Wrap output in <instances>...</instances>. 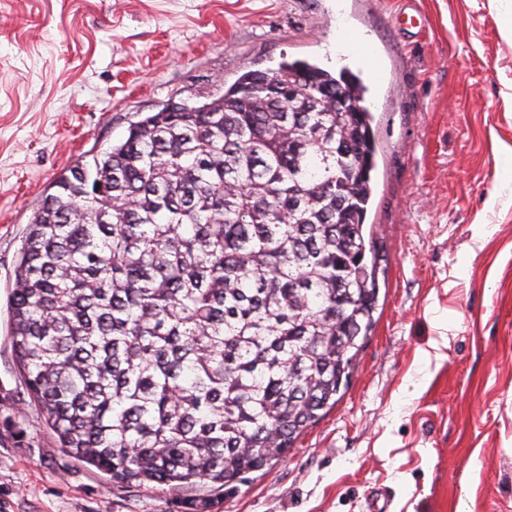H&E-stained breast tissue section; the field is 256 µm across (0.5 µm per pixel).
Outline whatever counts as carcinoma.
Wrapping results in <instances>:
<instances>
[{
  "instance_id": "carcinoma-1",
  "label": "carcinoma",
  "mask_w": 512,
  "mask_h": 512,
  "mask_svg": "<svg viewBox=\"0 0 512 512\" xmlns=\"http://www.w3.org/2000/svg\"><path fill=\"white\" fill-rule=\"evenodd\" d=\"M365 92L283 59L56 179L14 266L10 335L69 457L209 512L336 406L380 293Z\"/></svg>"
}]
</instances>
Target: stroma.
Returning <instances> with one entry per match:
<instances>
[{
	"label": "stroma",
	"mask_w": 512,
	"mask_h": 512,
	"mask_svg": "<svg viewBox=\"0 0 512 512\" xmlns=\"http://www.w3.org/2000/svg\"><path fill=\"white\" fill-rule=\"evenodd\" d=\"M430 26L407 32L405 3ZM512 0H0V512H186L67 456L12 355L27 224L64 168L282 57L359 73L374 332L344 396L212 512H512Z\"/></svg>",
	"instance_id": "35a3bbf8"
}]
</instances>
